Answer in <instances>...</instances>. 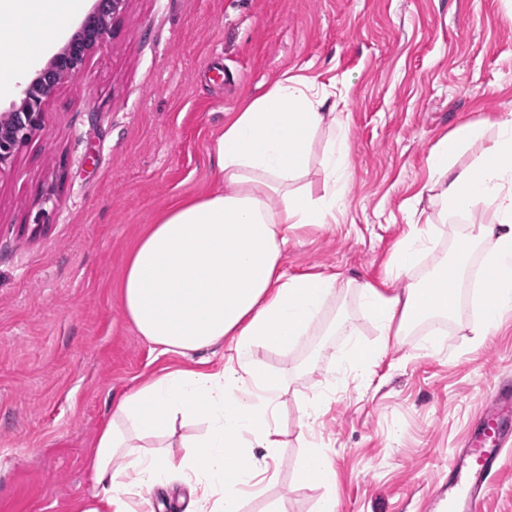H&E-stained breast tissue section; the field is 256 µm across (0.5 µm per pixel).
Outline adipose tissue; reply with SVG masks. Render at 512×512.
<instances>
[{
  "mask_svg": "<svg viewBox=\"0 0 512 512\" xmlns=\"http://www.w3.org/2000/svg\"><path fill=\"white\" fill-rule=\"evenodd\" d=\"M81 0H0L15 33L34 19L61 24ZM315 79L285 77L241 111L216 140L218 188L172 201L130 248L118 284L123 321L159 354L220 351L218 370H171L123 393L101 424L89 454L93 495L79 512H160L158 493L179 473L197 494L191 512H239L278 453V403L285 379L253 358L256 347L285 351L302 337L335 335L346 321L323 324L336 277L290 276L283 269L290 233L334 223L347 206L353 170L345 120ZM321 153H314L316 139ZM467 148L476 154L457 166ZM318 163L323 185L305 180ZM437 208L411 222L387 262L394 287L356 285L382 336L355 344L347 357L374 365L385 341L410 327L460 315L468 288L478 308L472 332L483 343L512 311V114L487 136L468 123L442 137L427 158ZM487 222L473 223L482 211ZM470 219L453 252L415 279L425 252L449 218Z\"/></svg>",
  "mask_w": 512,
  "mask_h": 512,
  "instance_id": "ef3b65f1",
  "label": "adipose tissue"
}]
</instances>
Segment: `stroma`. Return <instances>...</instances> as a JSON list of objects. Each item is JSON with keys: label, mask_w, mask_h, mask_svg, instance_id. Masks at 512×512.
I'll use <instances>...</instances> for the list:
<instances>
[{"label": "stroma", "mask_w": 512, "mask_h": 512, "mask_svg": "<svg viewBox=\"0 0 512 512\" xmlns=\"http://www.w3.org/2000/svg\"><path fill=\"white\" fill-rule=\"evenodd\" d=\"M92 0L39 35L32 76ZM341 93L354 175L335 223L300 229L288 274L333 273L328 318L359 341L379 331L347 280L380 283L430 180L427 157L457 127L512 113V0H127L76 81L50 96L41 129L0 170V512H76L92 491L86 445L114 399L165 369H207L204 355L161 356L119 312L117 284L146 224L173 199L216 184L225 118L283 76ZM477 316L390 339L378 364L337 361L348 338L305 337L255 359L284 376L274 478L240 512H423L497 376L512 378V313L484 346ZM327 407L306 429L304 405ZM336 470L304 478L307 442Z\"/></svg>", "instance_id": "1"}]
</instances>
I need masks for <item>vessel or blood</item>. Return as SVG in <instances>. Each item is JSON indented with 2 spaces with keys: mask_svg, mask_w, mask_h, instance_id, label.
I'll return each instance as SVG.
<instances>
[{
  "mask_svg": "<svg viewBox=\"0 0 512 512\" xmlns=\"http://www.w3.org/2000/svg\"><path fill=\"white\" fill-rule=\"evenodd\" d=\"M512 439V381L495 378L482 395L480 416L471 424L459 454L448 464L446 483L425 492L427 512H483Z\"/></svg>",
  "mask_w": 512,
  "mask_h": 512,
  "instance_id": "b4317fda",
  "label": "vessel or blood"
}]
</instances>
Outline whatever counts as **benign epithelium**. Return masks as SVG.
Instances as JSON below:
<instances>
[{"mask_svg": "<svg viewBox=\"0 0 512 512\" xmlns=\"http://www.w3.org/2000/svg\"><path fill=\"white\" fill-rule=\"evenodd\" d=\"M125 4L126 0H94L59 51L21 85L17 100L0 113V168L11 164L20 148L41 129L49 97L58 86L78 77L87 54L102 45Z\"/></svg>", "mask_w": 512, "mask_h": 512, "instance_id": "7a95c632", "label": "benign epithelium"}]
</instances>
